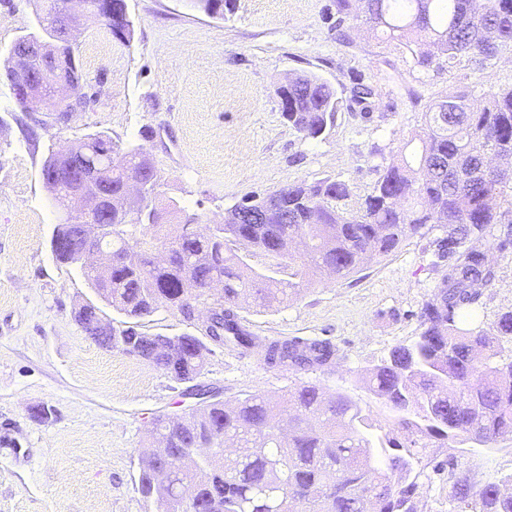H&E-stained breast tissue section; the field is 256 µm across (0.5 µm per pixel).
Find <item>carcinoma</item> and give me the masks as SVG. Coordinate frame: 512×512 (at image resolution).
Listing matches in <instances>:
<instances>
[{"label":"carcinoma","mask_w":512,"mask_h":512,"mask_svg":"<svg viewBox=\"0 0 512 512\" xmlns=\"http://www.w3.org/2000/svg\"><path fill=\"white\" fill-rule=\"evenodd\" d=\"M103 17L113 36L126 41L133 24L123 0H112ZM36 14L44 24L63 29L56 0H40ZM333 29L345 33L356 21L405 45L420 67L460 58L485 70L512 58V0H332ZM50 82L78 90L85 79L74 44H50L40 57ZM351 101L372 112L374 88L359 77ZM282 116L306 138H318L335 121L340 98L319 77L300 73L278 91ZM124 154L125 167L112 166L109 151ZM512 160V84L476 97L451 91L433 101L421 123L399 149L397 158L376 167L370 193L348 209V185L331 178L300 182L249 197L231 207L242 211L257 199L273 205L286 220L263 224H214L206 236L190 232L196 217L160 191L161 176L143 145L90 133L65 150L50 151L42 168L55 175L51 189L61 200L84 181L85 208L55 225L52 251L60 263L73 264L85 246L75 225L110 224L112 269L103 275L82 267L100 298L125 317L118 326H99L102 310L93 303L74 309L75 322L99 344L143 360L156 340L139 321L161 308L183 312L185 288L223 278L221 302L207 330L218 344L245 352L263 345L237 313L250 298L263 309L284 306L302 282L319 272L339 278L358 272L368 258L394 253L413 236L435 231L439 257L448 260L440 289L424 300L421 333L410 345L394 346L387 357L366 369L369 401L345 393L326 395L301 384L272 398L246 394L229 405L216 401L199 415L154 419L149 434L166 440L164 460L155 472L138 477L141 496L164 512V499L184 497L183 512H418V478L406 460L419 450L457 444L493 448L512 439V311L485 328L474 323L482 290L495 274L488 245L494 226L512 224V179L485 170L488 154ZM130 170L145 180L146 203L127 199ZM177 219L174 232L157 244L138 239L139 226L163 227ZM263 253L272 274L255 271L241 246ZM288 269V279L274 274ZM211 349L198 337L179 336L168 353H156L155 366L178 372L175 381L202 374ZM337 350L325 340L295 338L266 344L271 364L305 369L335 362ZM385 411L386 428L373 435L370 404ZM288 424V437L280 435ZM206 442L230 444L232 455L195 460L192 448ZM452 512H512V473L480 486L465 475L450 474ZM508 491H503L504 487Z\"/></svg>","instance_id":"obj_1"}]
</instances>
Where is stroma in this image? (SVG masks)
<instances>
[{
  "mask_svg": "<svg viewBox=\"0 0 512 512\" xmlns=\"http://www.w3.org/2000/svg\"><path fill=\"white\" fill-rule=\"evenodd\" d=\"M131 41L105 22L81 26L78 58L92 101L66 126L24 112L0 80V512H150L138 491L146 432L160 414L195 405L187 384L102 347L74 321L98 303L79 266L57 262L49 241L62 211L40 167L102 131L143 144L175 198L199 224L223 221L242 198L324 177L345 181L351 201L370 191L374 168L417 128L426 105L451 90L481 95L512 83V61L478 70L468 61L418 67L409 50L362 30L337 38L325 18L330 0H233L211 15L194 0H126ZM35 0H0V62L34 22ZM311 73L335 87L341 109L325 135L303 137L283 118L277 90L289 74ZM371 82L370 115L354 111L356 76ZM492 287L478 320L512 310V249L492 250ZM448 269L432 237L415 236L345 278L330 275L298 298L241 309L254 335L330 341L328 367L268 365L261 351L213 347L198 385L234 402L281 395L299 384L367 393L361 370L394 346L417 340L418 312ZM44 405L46 422L32 419ZM475 484L512 472V440L492 448H428L420 455V512H448L441 461Z\"/></svg>",
  "mask_w": 512,
  "mask_h": 512,
  "instance_id": "35a3bbf8",
  "label": "stroma"
}]
</instances>
